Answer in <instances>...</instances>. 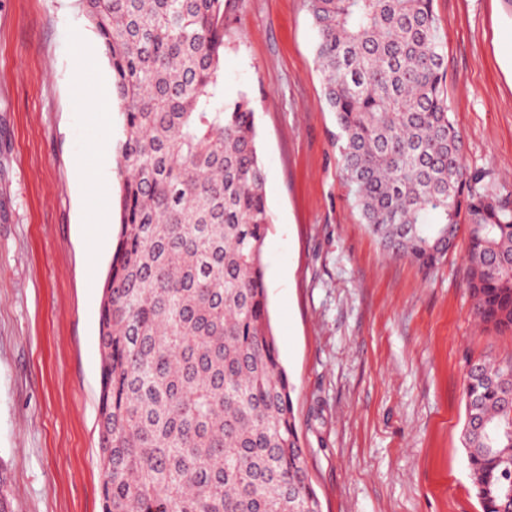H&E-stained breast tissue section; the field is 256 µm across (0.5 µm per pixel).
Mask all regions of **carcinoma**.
Instances as JSON below:
<instances>
[{"label":"carcinoma","mask_w":512,"mask_h":512,"mask_svg":"<svg viewBox=\"0 0 512 512\" xmlns=\"http://www.w3.org/2000/svg\"><path fill=\"white\" fill-rule=\"evenodd\" d=\"M124 121L98 320L102 512H322L268 314L256 105L224 101V0H82ZM321 107L383 250L428 271L467 234L473 315L512 331V202L468 171L434 0H307ZM481 512H512V361L472 363Z\"/></svg>","instance_id":"obj_1"}]
</instances>
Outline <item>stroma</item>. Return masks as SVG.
<instances>
[{
  "instance_id": "1",
  "label": "stroma",
  "mask_w": 512,
  "mask_h": 512,
  "mask_svg": "<svg viewBox=\"0 0 512 512\" xmlns=\"http://www.w3.org/2000/svg\"><path fill=\"white\" fill-rule=\"evenodd\" d=\"M470 171L512 196V6L435 0ZM224 98L257 105L273 224L271 324L322 512H481L462 445L466 369L512 360L480 325L466 236L431 272L368 232L321 110L306 0H228ZM111 83L78 0H0V463L12 512H102L98 317L120 229L115 155L78 80ZM107 196L99 211L95 194Z\"/></svg>"
}]
</instances>
